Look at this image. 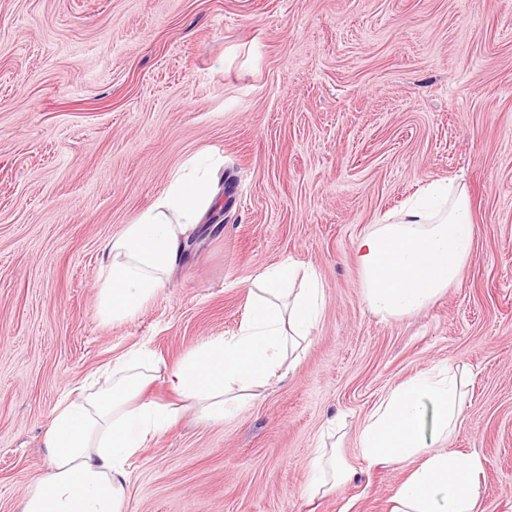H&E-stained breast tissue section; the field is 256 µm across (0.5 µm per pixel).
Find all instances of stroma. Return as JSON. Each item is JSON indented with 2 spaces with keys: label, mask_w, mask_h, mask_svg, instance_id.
<instances>
[{
  "label": "stroma",
  "mask_w": 512,
  "mask_h": 512,
  "mask_svg": "<svg viewBox=\"0 0 512 512\" xmlns=\"http://www.w3.org/2000/svg\"><path fill=\"white\" fill-rule=\"evenodd\" d=\"M200 152L224 159L223 223L102 323L106 242ZM438 180L467 191L474 255L381 320L354 243ZM283 260L321 279L311 336L233 417L185 409L133 456L127 512H387L413 466L364 459L362 423L443 367L466 394L445 446L482 458V512H512V0H0V512L66 389L134 345L172 366L234 336ZM330 444L352 475L309 496Z\"/></svg>",
  "instance_id": "1"
}]
</instances>
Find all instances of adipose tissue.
Masks as SVG:
<instances>
[{"instance_id": "ef3b65f1", "label": "adipose tissue", "mask_w": 512, "mask_h": 512, "mask_svg": "<svg viewBox=\"0 0 512 512\" xmlns=\"http://www.w3.org/2000/svg\"><path fill=\"white\" fill-rule=\"evenodd\" d=\"M218 168L196 157L185 161L156 200L106 244L107 259L97 273L103 323L132 319L165 288L184 245L200 235V221L219 196ZM475 240L465 190L429 184L399 221L374 225L357 239L366 303L384 320L423 309L461 278ZM295 272L282 262L258 275L232 338L209 339L167 368L150 350H131L108 367L103 383L70 389L44 432L47 466L28 487L20 512H126L127 460L179 414L143 399L144 389L161 376L206 419L237 410L242 401L232 396L233 387L266 385L318 320L320 278L309 272L297 287ZM463 401L454 375L425 370L392 388L369 416L359 435L365 459L420 460L394 490L388 512H480V457L436 447L459 426ZM310 471V492L327 494L349 478L351 467L338 452L322 449Z\"/></svg>"}]
</instances>
